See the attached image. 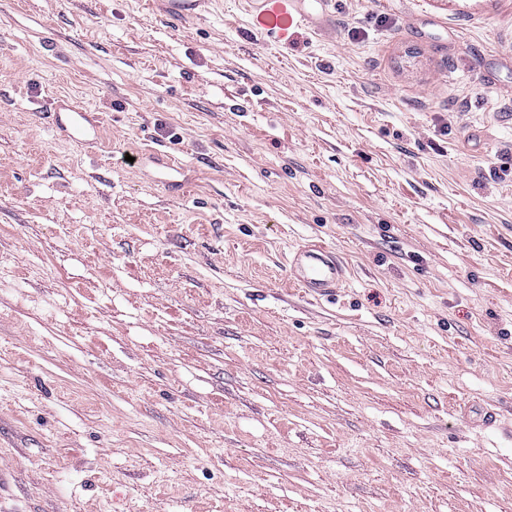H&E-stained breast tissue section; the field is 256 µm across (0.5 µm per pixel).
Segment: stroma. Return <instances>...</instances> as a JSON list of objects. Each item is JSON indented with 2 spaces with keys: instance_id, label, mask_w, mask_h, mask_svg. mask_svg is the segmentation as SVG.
I'll list each match as a JSON object with an SVG mask.
<instances>
[{
  "instance_id": "35a3bbf8",
  "label": "stroma",
  "mask_w": 512,
  "mask_h": 512,
  "mask_svg": "<svg viewBox=\"0 0 512 512\" xmlns=\"http://www.w3.org/2000/svg\"><path fill=\"white\" fill-rule=\"evenodd\" d=\"M272 8L0 0V512H512V0ZM49 125H53L65 132L75 142L82 143L90 137L96 139V127H89L88 115L79 105L65 100H58L52 108L44 114ZM292 281L306 293L333 295L344 281L342 262L319 244L302 245L288 256Z\"/></svg>"
}]
</instances>
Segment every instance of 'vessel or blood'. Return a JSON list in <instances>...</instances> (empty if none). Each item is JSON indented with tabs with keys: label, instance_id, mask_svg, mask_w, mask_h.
I'll return each instance as SVG.
<instances>
[{
	"label": "vessel or blood",
	"instance_id": "vessel-or-blood-1",
	"mask_svg": "<svg viewBox=\"0 0 512 512\" xmlns=\"http://www.w3.org/2000/svg\"><path fill=\"white\" fill-rule=\"evenodd\" d=\"M48 124L65 132L75 142L82 143L96 136V128L88 124V115L79 105L60 100L44 114ZM292 281L306 293L325 297L335 294L344 281L342 262L318 244H307L288 256Z\"/></svg>",
	"mask_w": 512,
	"mask_h": 512
}]
</instances>
